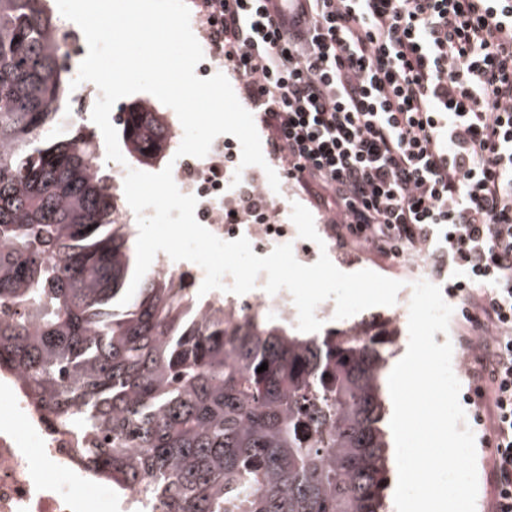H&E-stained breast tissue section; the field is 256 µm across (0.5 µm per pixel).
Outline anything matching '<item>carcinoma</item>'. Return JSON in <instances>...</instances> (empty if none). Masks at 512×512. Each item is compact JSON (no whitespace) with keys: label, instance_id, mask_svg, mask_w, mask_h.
<instances>
[{"label":"carcinoma","instance_id":"obj_1","mask_svg":"<svg viewBox=\"0 0 512 512\" xmlns=\"http://www.w3.org/2000/svg\"><path fill=\"white\" fill-rule=\"evenodd\" d=\"M46 2L0 0V369L126 512H384L388 326L306 336L260 308L236 322L151 273L117 306L133 234L111 220L95 136L58 111ZM121 127L138 162L166 149L158 112L133 105Z\"/></svg>","mask_w":512,"mask_h":512}]
</instances>
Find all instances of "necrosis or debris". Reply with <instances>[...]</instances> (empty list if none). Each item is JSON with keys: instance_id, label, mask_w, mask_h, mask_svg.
<instances>
[{"instance_id": "necrosis-or-debris-1", "label": "necrosis or debris", "mask_w": 512, "mask_h": 512, "mask_svg": "<svg viewBox=\"0 0 512 512\" xmlns=\"http://www.w3.org/2000/svg\"><path fill=\"white\" fill-rule=\"evenodd\" d=\"M173 179L185 194L195 196L196 219L221 239L246 237L253 249L266 250L287 243V225L277 223V208H268L245 224L224 221V203L245 197L244 185L208 180L204 166H174ZM0 398L8 403L11 419H0V512H77L76 486L85 484L86 473L70 457L72 441L47 427L30 405L19 377L0 384ZM23 427H16V420Z\"/></svg>"}]
</instances>
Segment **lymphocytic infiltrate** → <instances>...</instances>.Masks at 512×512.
Returning <instances> with one entry per match:
<instances>
[{"instance_id": "obj_1", "label": "lymphocytic infiltrate", "mask_w": 512, "mask_h": 512, "mask_svg": "<svg viewBox=\"0 0 512 512\" xmlns=\"http://www.w3.org/2000/svg\"><path fill=\"white\" fill-rule=\"evenodd\" d=\"M203 0L274 155L340 241L418 253L490 342L495 512H512V0Z\"/></svg>"}]
</instances>
